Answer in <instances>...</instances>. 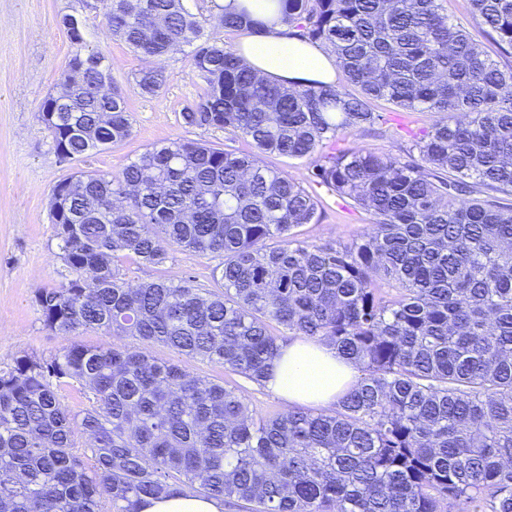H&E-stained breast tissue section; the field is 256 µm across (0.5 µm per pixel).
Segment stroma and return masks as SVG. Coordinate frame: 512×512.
I'll return each mask as SVG.
<instances>
[{"label": "stroma", "instance_id": "stroma-1", "mask_svg": "<svg viewBox=\"0 0 512 512\" xmlns=\"http://www.w3.org/2000/svg\"><path fill=\"white\" fill-rule=\"evenodd\" d=\"M448 16L463 25L470 37L501 68H512V53L503 51L472 15L470 0H448ZM82 16L87 46L102 52L114 79L128 98L132 136L112 148L68 161L55 153L40 121V106L52 91L71 55L72 47L59 20L64 15ZM145 65L123 42L107 36L96 0H0V366L28 354L50 357L71 342L96 344L101 335L81 331L72 337L53 334L43 324L33 304L37 290L66 282L70 271L57 256L49 218L52 187L79 171L120 173L137 153L170 140H205L234 152L248 151L241 138L221 130L203 131L186 126L183 107L203 91L204 83L193 68L187 51L170 54L171 80L155 96L141 95L136 74ZM374 111L385 119L381 135L360 133L346 137L344 147L397 154L409 148L413 135L425 132L433 117L418 113L411 125L390 103L375 99ZM266 165L288 173L319 200L320 219L299 227L302 239L339 246L353 243L372 216L354 208L324 186L313 182L312 166L304 159L265 155ZM218 259L171 247L163 264L124 262L128 279L150 282L194 279L199 287L216 289L212 270Z\"/></svg>", "mask_w": 512, "mask_h": 512}]
</instances>
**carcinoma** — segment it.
<instances>
[{
  "label": "carcinoma",
  "mask_w": 512,
  "mask_h": 512,
  "mask_svg": "<svg viewBox=\"0 0 512 512\" xmlns=\"http://www.w3.org/2000/svg\"><path fill=\"white\" fill-rule=\"evenodd\" d=\"M109 36L149 61L190 48L204 81L185 125L251 143L153 145L117 176L84 172L51 190L58 257L71 278L33 304L58 336L95 331L50 357L0 368V512H139L200 494L229 512H512V69H501L444 0H278L292 35L321 45L361 95L290 89L205 34L212 18L256 29L218 0H100ZM512 50V0H471ZM71 59L41 122L63 159L132 134L106 57L69 34ZM428 112L408 158L336 141L382 125L369 100ZM313 159L312 177L375 222L350 247L308 244L319 204L262 156ZM176 245L222 258L221 290L192 279L132 284L121 260L159 265ZM281 328L272 331V325ZM323 343L360 368L330 408L264 413L206 361L266 386L287 338ZM132 343H127V340ZM155 345L179 360L151 355ZM78 384L74 413L58 387ZM109 508H104V505Z\"/></svg>",
  "instance_id": "1"
}]
</instances>
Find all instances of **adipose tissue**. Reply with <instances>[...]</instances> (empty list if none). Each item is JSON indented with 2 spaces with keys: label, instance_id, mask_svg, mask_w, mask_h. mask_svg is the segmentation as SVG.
Returning <instances> with one entry per match:
<instances>
[{
  "label": "adipose tissue",
  "instance_id": "adipose-tissue-1",
  "mask_svg": "<svg viewBox=\"0 0 512 512\" xmlns=\"http://www.w3.org/2000/svg\"><path fill=\"white\" fill-rule=\"evenodd\" d=\"M259 32L245 35L240 56L264 76L285 86L332 84L336 58L317 45L285 37L271 0H249ZM357 380L355 365L326 346L295 340L283 347L267 386L289 405L328 407Z\"/></svg>",
  "mask_w": 512,
  "mask_h": 512
}]
</instances>
